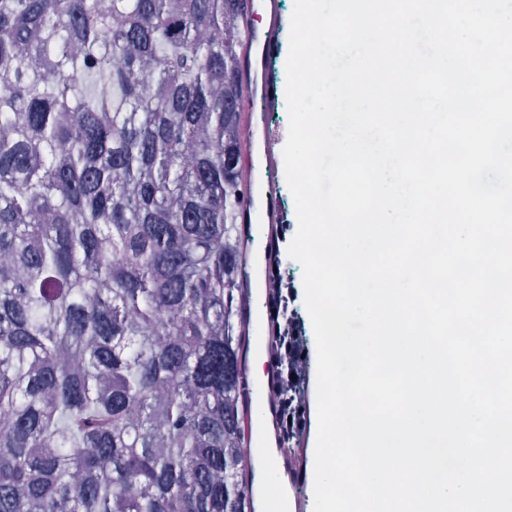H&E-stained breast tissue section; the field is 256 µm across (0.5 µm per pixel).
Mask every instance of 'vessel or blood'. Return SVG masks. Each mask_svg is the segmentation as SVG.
Listing matches in <instances>:
<instances>
[{"mask_svg": "<svg viewBox=\"0 0 512 512\" xmlns=\"http://www.w3.org/2000/svg\"><path fill=\"white\" fill-rule=\"evenodd\" d=\"M284 27L278 0H251L248 29L241 44L245 81L251 90L242 124L241 222L245 233L259 231L265 240L263 251L247 247L243 262L246 270L261 268L264 288L257 300V311H245L241 319L244 336L241 377L250 401L261 402L265 412L262 421L246 419L247 443L254 449L264 442H273L269 464L277 472L280 486L286 489L285 512H310L315 454L312 429L307 426L301 431L295 452L282 453L276 446L278 403L271 390L276 373L271 347L276 326L273 268L282 257L274 241L279 230L294 223L295 217L278 203L284 172L283 136L264 119L266 112L278 106L284 88L269 81L264 70L281 51Z\"/></svg>", "mask_w": 512, "mask_h": 512, "instance_id": "b4317fda", "label": "vessel or blood"}]
</instances>
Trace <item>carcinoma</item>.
I'll use <instances>...</instances> for the list:
<instances>
[{"label": "carcinoma", "instance_id": "obj_1", "mask_svg": "<svg viewBox=\"0 0 512 512\" xmlns=\"http://www.w3.org/2000/svg\"><path fill=\"white\" fill-rule=\"evenodd\" d=\"M248 2L0 0V512H250Z\"/></svg>", "mask_w": 512, "mask_h": 512}]
</instances>
